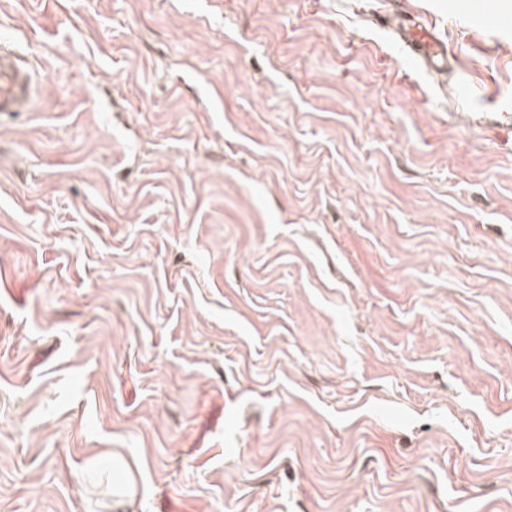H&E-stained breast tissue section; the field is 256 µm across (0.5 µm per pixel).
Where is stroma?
Segmentation results:
<instances>
[{"label":"stroma","mask_w":512,"mask_h":512,"mask_svg":"<svg viewBox=\"0 0 512 512\" xmlns=\"http://www.w3.org/2000/svg\"><path fill=\"white\" fill-rule=\"evenodd\" d=\"M2 36L42 92L0 114V512H512L505 0H0ZM401 40L414 51H420L426 66L435 71L443 70L438 60L448 59V49L433 30L423 22L413 21L401 27Z\"/></svg>","instance_id":"obj_1"}]
</instances>
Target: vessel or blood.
<instances>
[{"label": "vessel or blood", "mask_w": 512, "mask_h": 512, "mask_svg": "<svg viewBox=\"0 0 512 512\" xmlns=\"http://www.w3.org/2000/svg\"><path fill=\"white\" fill-rule=\"evenodd\" d=\"M401 39L420 52L426 66L437 69L448 57V49L432 26L412 22L401 28ZM38 94L36 75L25 54L13 41L0 37V113L27 112Z\"/></svg>", "instance_id": "obj_1"}]
</instances>
